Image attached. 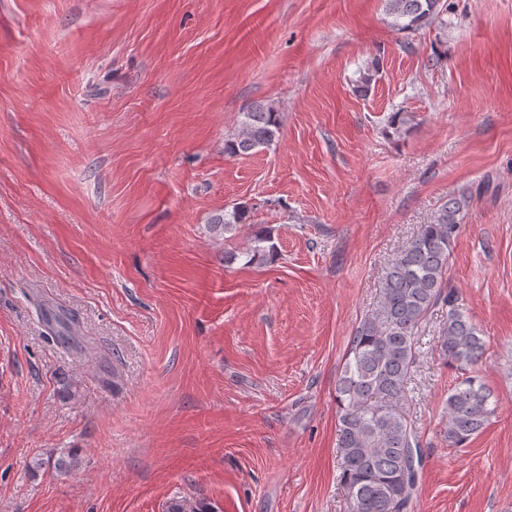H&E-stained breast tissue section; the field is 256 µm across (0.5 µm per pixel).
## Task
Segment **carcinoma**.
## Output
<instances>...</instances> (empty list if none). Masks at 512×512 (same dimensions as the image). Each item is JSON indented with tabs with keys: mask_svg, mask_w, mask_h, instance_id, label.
<instances>
[{
	"mask_svg": "<svg viewBox=\"0 0 512 512\" xmlns=\"http://www.w3.org/2000/svg\"><path fill=\"white\" fill-rule=\"evenodd\" d=\"M393 25L416 31L440 18V0H384ZM280 115L258 104L243 113L238 131L224 141L229 157L269 148L278 140ZM472 194L449 200L429 224L391 259L374 311L363 319L351 339L346 362L336 383L339 407L338 442L342 449L340 480L350 512H412L422 466L420 436L399 409L418 359L419 335L431 311L448 308L442 345L448 362L462 373L448 389L444 436L448 446L464 447L496 414L493 394L472 369L485 354L481 329L467 315L458 292L447 279L460 214ZM245 206L213 219L230 232L247 223ZM269 234L258 232L246 251L251 261L274 254ZM76 452L53 461L38 459L36 467L58 473L74 466Z\"/></svg>",
	"mask_w": 512,
	"mask_h": 512,
	"instance_id": "carcinoma-1",
	"label": "carcinoma"
}]
</instances>
